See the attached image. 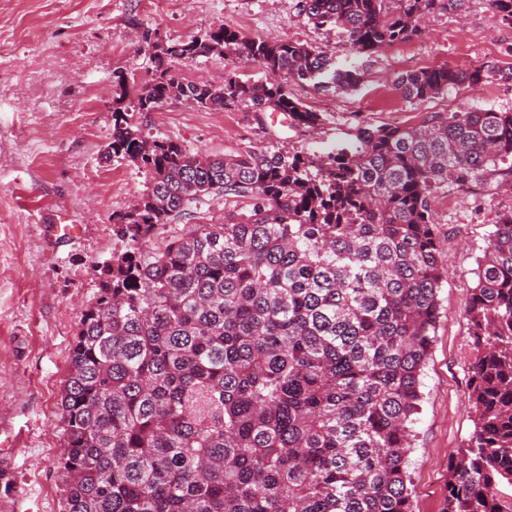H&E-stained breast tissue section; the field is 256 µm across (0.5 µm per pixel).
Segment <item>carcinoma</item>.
Returning a JSON list of instances; mask_svg holds the SVG:
<instances>
[{
	"label": "carcinoma",
	"mask_w": 512,
	"mask_h": 512,
	"mask_svg": "<svg viewBox=\"0 0 512 512\" xmlns=\"http://www.w3.org/2000/svg\"><path fill=\"white\" fill-rule=\"evenodd\" d=\"M512 28V0H488ZM465 0H303L358 54L419 37ZM152 75L129 94L116 73L108 159L145 175L112 216L127 241L93 265L62 410L65 512H413L409 459L439 291L447 278L430 199L512 161V112L470 108L421 126L357 125L327 156L270 142L212 157L134 121L169 101L208 111L321 115L288 82L336 94L356 70L303 43L225 25L186 40L143 31ZM218 54L271 78L184 82L176 64ZM512 66L400 74L415 101L473 88ZM245 206L147 243L201 198ZM466 309L474 429L448 465L442 512H512V209L494 214Z\"/></svg>",
	"instance_id": "cac0c4a2"
}]
</instances>
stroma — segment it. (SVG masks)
<instances>
[{"instance_id":"1","label":"stroma","mask_w":512,"mask_h":512,"mask_svg":"<svg viewBox=\"0 0 512 512\" xmlns=\"http://www.w3.org/2000/svg\"><path fill=\"white\" fill-rule=\"evenodd\" d=\"M222 24L324 50L336 63L355 65L359 85L338 95L291 84L293 95L322 116L314 131L289 124L280 112H210L173 101L138 114L143 133L194 153L231 155L273 141L319 155L348 144L360 121L409 127L434 112L512 111L508 80L421 102L406 99L395 84L409 70L512 64V29L500 24L487 0H469L461 17L435 12L422 36L364 55L334 28L309 20L300 0H0V442L12 443L0 453V512L64 510L61 399L71 345L80 312L97 292L94 264L126 247L112 232V217L144 189L135 166L104 154L115 74L124 72L133 90L148 80L143 29L187 39ZM173 73L214 86L232 73L264 77L217 54L176 65ZM478 186L473 195L451 184L430 201L448 276L410 453L414 512H440L449 456L473 430L465 309L491 218L512 208V166L489 169ZM55 224L77 231L56 236Z\"/></svg>"}]
</instances>
